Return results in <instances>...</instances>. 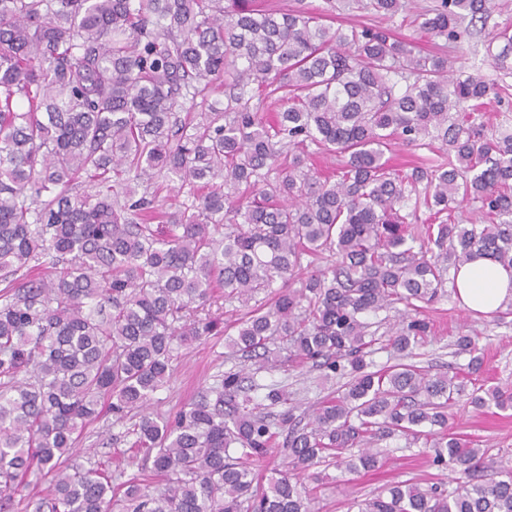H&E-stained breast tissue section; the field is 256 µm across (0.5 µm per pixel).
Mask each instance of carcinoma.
Returning a JSON list of instances; mask_svg holds the SVG:
<instances>
[{"instance_id": "obj_1", "label": "carcinoma", "mask_w": 512, "mask_h": 512, "mask_svg": "<svg viewBox=\"0 0 512 512\" xmlns=\"http://www.w3.org/2000/svg\"><path fill=\"white\" fill-rule=\"evenodd\" d=\"M405 4L365 8L392 19ZM487 14V0H438L416 19L454 41ZM495 39L487 52L508 74L512 26ZM489 91L386 29H334L305 8L0 0V512H110L118 495L124 512H316L321 464L370 471L371 445L396 435L465 481L390 485L355 512H512V459L448 424L455 403L508 410L512 392L408 362L431 336L411 312L445 295L450 272L477 254L512 271V128L483 121ZM279 92L268 121L260 103ZM394 140L445 153L395 171ZM312 145L344 158L336 177L311 168ZM161 177L194 202L163 207ZM470 199L483 223H456ZM412 200L429 211L422 232ZM219 288L244 308L273 293L237 319L232 352L278 368L276 337L288 359L345 379L308 421L284 387L250 406L236 370L173 415L146 412L175 347L219 334L203 313ZM398 304L395 331L369 321ZM384 337L396 362L374 370ZM453 346L482 373L477 337ZM103 404L140 414L133 447L163 487H114L74 462ZM278 434L289 469L263 487L252 465ZM35 472L52 475L43 496L27 491Z\"/></svg>"}]
</instances>
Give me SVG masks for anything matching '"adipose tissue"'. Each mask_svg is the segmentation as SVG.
I'll return each mask as SVG.
<instances>
[{"label":"adipose tissue","instance_id":"1","mask_svg":"<svg viewBox=\"0 0 512 512\" xmlns=\"http://www.w3.org/2000/svg\"><path fill=\"white\" fill-rule=\"evenodd\" d=\"M458 297L472 311L492 314L512 300V273L488 257H479L459 269Z\"/></svg>","mask_w":512,"mask_h":512}]
</instances>
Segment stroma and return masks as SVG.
I'll return each instance as SVG.
<instances>
[{"label": "stroma", "mask_w": 512, "mask_h": 512, "mask_svg": "<svg viewBox=\"0 0 512 512\" xmlns=\"http://www.w3.org/2000/svg\"><path fill=\"white\" fill-rule=\"evenodd\" d=\"M332 26L365 24L390 29L402 41L412 43L421 53H446L454 73L482 78L495 86L508 87L509 92L489 104V122L497 125L512 123V75L497 71L486 55L485 47L495 32L512 23V0H492V9L485 25L476 27L472 34L454 44L422 32L411 21L401 18L385 19L362 9L339 10L330 18ZM420 315L433 325V333L415 357L416 365L429 373L463 371L467 355H454L455 337H478L484 352L482 383L512 389V317L498 323L475 314L462 305L455 293H447L435 303L423 306ZM241 362L230 356L225 336H212L179 348L172 360L169 380L156 392L151 410L158 415L176 413L194 399L205 387L220 378L224 372L240 369ZM258 385L255 400H262L264 389L270 385L288 388L303 407L315 406L332 394V384L322 382L319 370L311 366L290 369H272L255 374ZM457 432L479 441L491 453L512 457V410L494 407L477 410L455 405L450 409ZM136 416L115 420L111 412H103L99 420L88 425L82 433L77 456L78 463H100L112 470L113 483H121L139 474L141 459L136 456ZM379 467L371 472L353 475L343 481L335 466H322L324 483L317 491L318 512H347L349 499H365L377 494L385 486L400 481H418L422 485L438 484L448 490L456 485L457 472L432 466L423 445L410 444L405 438L394 437L380 441Z\"/></svg>", "instance_id": "35a3bbf8"}]
</instances>
